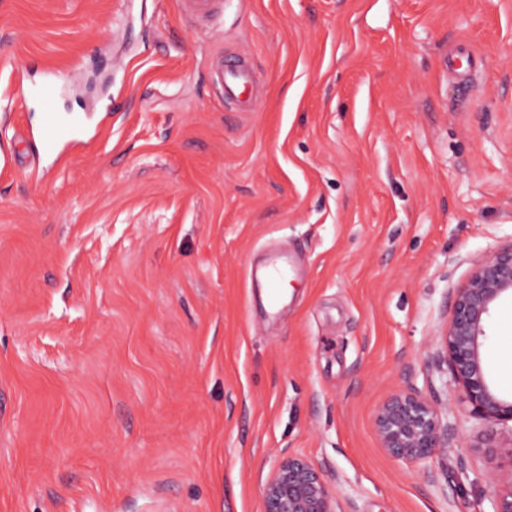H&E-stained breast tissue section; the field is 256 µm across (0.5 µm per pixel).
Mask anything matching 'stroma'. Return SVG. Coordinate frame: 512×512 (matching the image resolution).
Masks as SVG:
<instances>
[{"mask_svg":"<svg viewBox=\"0 0 512 512\" xmlns=\"http://www.w3.org/2000/svg\"><path fill=\"white\" fill-rule=\"evenodd\" d=\"M222 53L256 106L217 92ZM20 59L108 133L44 180L0 171V512H263L290 455L338 512H493L481 442L512 426L430 361L472 261L512 244V0H0V155ZM277 261L272 312L251 271ZM487 332L507 397L512 296ZM412 389L453 433L430 479L375 428Z\"/></svg>","mask_w":512,"mask_h":512,"instance_id":"stroma-1","label":"stroma"}]
</instances>
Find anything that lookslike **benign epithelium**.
<instances>
[{
	"mask_svg": "<svg viewBox=\"0 0 512 512\" xmlns=\"http://www.w3.org/2000/svg\"><path fill=\"white\" fill-rule=\"evenodd\" d=\"M512 291V244L478 258L466 281L455 290L451 314L441 336L434 366L449 370L461 391V400L473 417L500 424L512 423V400L491 387L482 346L495 303ZM376 429L383 448L393 457L422 468L448 448L451 433L437 401L416 391L392 395L379 409ZM482 447L505 460L492 478L500 484L494 512H512V445L500 451L492 439ZM264 512H336V500L323 474L308 461L284 459L263 488Z\"/></svg>",
	"mask_w": 512,
	"mask_h": 512,
	"instance_id": "1",
	"label": "benign epithelium"
}]
</instances>
